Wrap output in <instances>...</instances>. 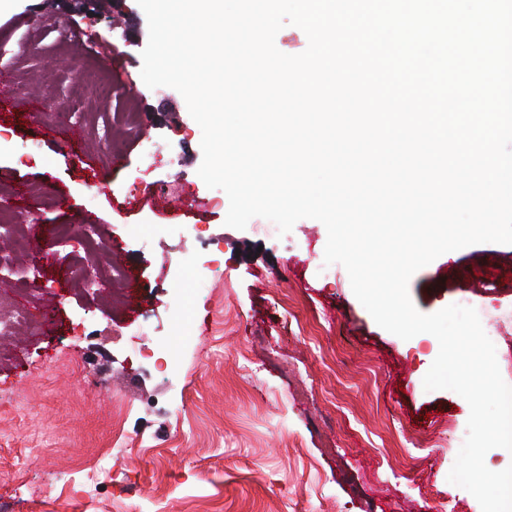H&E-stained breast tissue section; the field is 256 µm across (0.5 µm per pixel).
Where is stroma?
I'll return each instance as SVG.
<instances>
[{
	"mask_svg": "<svg viewBox=\"0 0 512 512\" xmlns=\"http://www.w3.org/2000/svg\"><path fill=\"white\" fill-rule=\"evenodd\" d=\"M147 41L137 0L0 5V69H32L44 98L0 123V168L41 188L15 221L43 229L50 250L57 226L96 225L138 302L64 287L28 257L0 265V287L58 298L62 322L0 360V512H481L447 480L469 406L423 387L437 339L376 324L346 269L325 265L320 221L282 236L226 226L223 190L198 174L202 131L184 98L141 78ZM79 61L105 62L115 95L103 108L84 88L76 109L97 118L70 148L46 132L64 129L55 105ZM128 105L143 116L131 133L112 118ZM100 183L111 195L87 204ZM197 197L221 203L201 209ZM199 272L208 287L184 297ZM409 293L425 314L463 295L511 313L512 245L441 255ZM140 319L149 358L124 335ZM104 457L111 478L81 493Z\"/></svg>",
	"mask_w": 512,
	"mask_h": 512,
	"instance_id": "35a3bbf8",
	"label": "stroma"
}]
</instances>
